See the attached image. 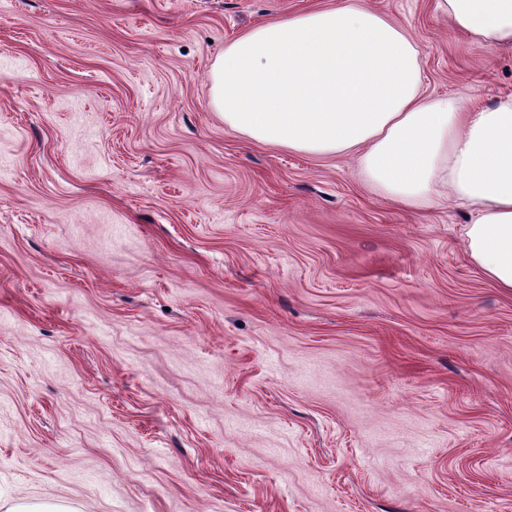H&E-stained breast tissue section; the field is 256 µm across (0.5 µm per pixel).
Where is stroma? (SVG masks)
<instances>
[{
    "label": "stroma",
    "instance_id": "obj_1",
    "mask_svg": "<svg viewBox=\"0 0 512 512\" xmlns=\"http://www.w3.org/2000/svg\"><path fill=\"white\" fill-rule=\"evenodd\" d=\"M339 0H0V498L80 512H512V291L463 209L251 140L212 68ZM423 90L512 49L435 0Z\"/></svg>",
    "mask_w": 512,
    "mask_h": 512
}]
</instances>
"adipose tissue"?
<instances>
[{
	"mask_svg": "<svg viewBox=\"0 0 512 512\" xmlns=\"http://www.w3.org/2000/svg\"><path fill=\"white\" fill-rule=\"evenodd\" d=\"M435 12L480 44L512 46V0H435ZM212 103L250 139L353 159L403 207L465 206L470 259L512 290V98L424 96L404 27L349 2L257 26L225 46Z\"/></svg>",
	"mask_w": 512,
	"mask_h": 512,
	"instance_id": "obj_1",
	"label": "adipose tissue"
}]
</instances>
